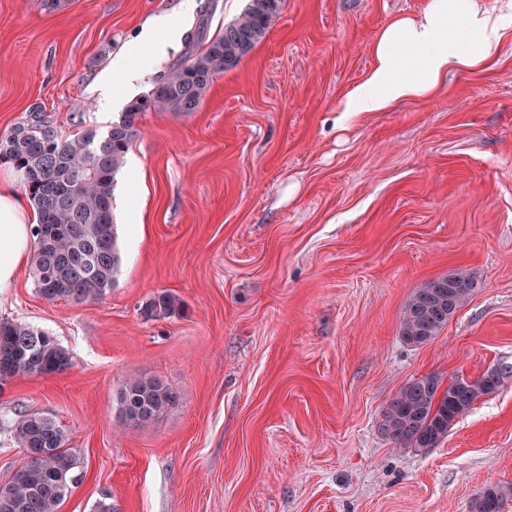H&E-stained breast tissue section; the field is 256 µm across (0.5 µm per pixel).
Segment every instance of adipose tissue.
<instances>
[{
  "mask_svg": "<svg viewBox=\"0 0 512 512\" xmlns=\"http://www.w3.org/2000/svg\"><path fill=\"white\" fill-rule=\"evenodd\" d=\"M512 15H492L476 0H429L417 16L402 15L377 33L371 47L372 66L365 80L347 96V114L378 112L405 99L433 96L451 66L476 67L486 62ZM175 34L167 15L152 18L140 38L149 51L129 81L141 80L166 53L158 33ZM33 223L12 177L0 180V288L11 287L32 254Z\"/></svg>",
  "mask_w": 512,
  "mask_h": 512,
  "instance_id": "1",
  "label": "adipose tissue"
}]
</instances>
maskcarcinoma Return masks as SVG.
<instances>
[{
	"label": "carcinoma",
	"instance_id": "carcinoma-1",
	"mask_svg": "<svg viewBox=\"0 0 512 512\" xmlns=\"http://www.w3.org/2000/svg\"><path fill=\"white\" fill-rule=\"evenodd\" d=\"M283 4L248 0L242 14L202 47L198 37L187 36L184 55L155 79L147 95L131 100L103 134L86 128L65 138L42 113L32 112L0 136V158L19 172L37 213L31 270L41 297L82 303L112 290L120 261L114 181L139 135L138 119L152 111H197L216 76L236 67L265 37ZM475 288L476 280L461 269L426 282L404 307L401 339L413 346L434 340ZM175 306L170 294L160 293L140 311L149 319ZM69 366V353L53 336L0 321V386L16 377L59 374ZM501 375L492 368L474 380L453 378L443 391L433 374L413 379L388 405L384 433L399 447H433L480 396L499 387ZM118 402L122 424L145 428L178 404L179 396L158 379L140 377L122 384ZM7 431L25 459L0 483V512H59L80 481L66 430L54 415L32 412L12 421ZM505 496L499 486L484 489L475 512H501Z\"/></svg>",
	"mask_w": 512,
	"mask_h": 512
}]
</instances>
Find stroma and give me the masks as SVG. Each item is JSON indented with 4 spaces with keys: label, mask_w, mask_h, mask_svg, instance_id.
Here are the masks:
<instances>
[{
    "label": "stroma",
    "mask_w": 512,
    "mask_h": 512,
    "mask_svg": "<svg viewBox=\"0 0 512 512\" xmlns=\"http://www.w3.org/2000/svg\"><path fill=\"white\" fill-rule=\"evenodd\" d=\"M429 0H285L279 19L195 112H147L118 172L121 261L101 299L49 301L31 271L0 290V320L52 334L72 365L0 389V483L24 458L5 429L53 414L83 475L59 512H473L512 488V32L436 95L345 116L370 46ZM247 0H0V135L40 112L60 135L106 131L95 87L121 82L136 37L173 16L147 95ZM137 201L126 218L125 198ZM480 286L433 341L405 344L403 307L425 281ZM178 309L144 320L151 296ZM498 390L432 448H396L383 415L409 380ZM179 396L151 426L122 425L131 377ZM486 494L484 498L483 495ZM506 491L499 487H487L476 500L475 512H501Z\"/></svg>",
    "instance_id": "obj_1"
}]
</instances>
